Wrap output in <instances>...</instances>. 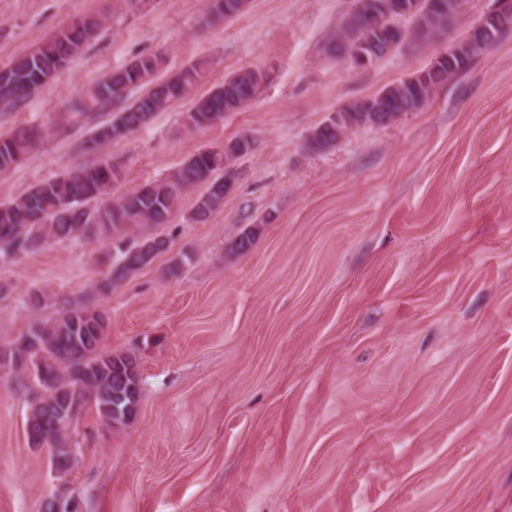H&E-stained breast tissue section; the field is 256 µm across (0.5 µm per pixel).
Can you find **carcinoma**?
Listing matches in <instances>:
<instances>
[{"mask_svg": "<svg viewBox=\"0 0 512 512\" xmlns=\"http://www.w3.org/2000/svg\"><path fill=\"white\" fill-rule=\"evenodd\" d=\"M453 0H370L371 8L349 15L327 44L334 57L368 44L375 59L400 48L381 39L382 23L403 19L412 41L427 45L448 29ZM242 0H207L205 22L220 25L243 11ZM108 17L89 14L73 20L36 47L0 69V109L12 110L70 63L96 38ZM477 54L459 46L453 61L431 65L417 77L401 79L377 94L344 106L316 127L307 139L312 152L328 150L347 132L366 126H385L404 112H416L429 102L434 89L467 71ZM166 58L160 53L135 57L97 81L72 106L67 122L76 123L100 112L111 118L89 130L83 144L93 145L92 163L45 179L23 194L0 201V265L49 242L95 241L114 250L106 280L95 285L104 292L116 288L169 250L157 229L170 223L184 194L204 187L187 220L204 223L224 206V176L237 169L254 143L239 137L221 150H202L187 158L167 177L148 180L136 189L114 195L126 178L112 163L106 148L110 127L124 139L146 127L174 104L190 100L184 121L188 128L207 127L230 112L247 108L267 84L269 75L244 68L210 91L196 95L210 73L205 57L191 60L167 77L160 75ZM47 136V130L20 124L0 135V175L24 163ZM28 308L35 312L26 334L0 343V372L21 374L30 383L25 422L29 445L44 447L49 463L70 460L71 435L55 428L61 410L76 407L80 415L96 411L105 423L125 426L135 417L141 397L139 365L134 355L104 349L109 316L100 305L59 300L34 291Z\"/></svg>", "mask_w": 512, "mask_h": 512, "instance_id": "carcinoma-1", "label": "carcinoma"}]
</instances>
